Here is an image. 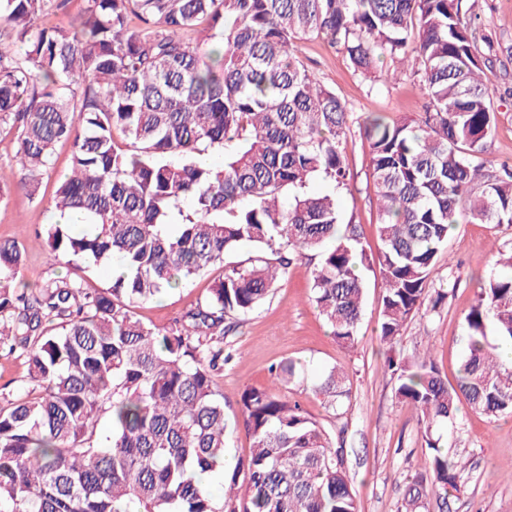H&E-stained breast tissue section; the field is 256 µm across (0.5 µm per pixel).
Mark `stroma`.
<instances>
[{"mask_svg":"<svg viewBox=\"0 0 512 512\" xmlns=\"http://www.w3.org/2000/svg\"><path fill=\"white\" fill-rule=\"evenodd\" d=\"M479 34L494 47L492 68L486 72L496 113L494 132L487 143V169L512 165V0H468ZM309 72L333 90L345 104L353 122L381 113L394 119L414 118L425 100L411 69L397 72L387 82H372L353 73L339 47L326 39L307 36L296 42ZM354 174L348 188L335 189L317 179L309 191L335 193L343 219L361 226V245L376 255L378 218L369 169V149L358 131H350L346 145ZM69 146L57 147L54 168L42 179L38 198L23 192L0 201V239L23 244L25 262L21 279L31 285L65 276H85L88 287H103L106 277L81 274L79 269L51 260L41 231L55 219L52 200L58 175L68 170ZM512 250V224H460L450 233L446 259L438 276L455 287L437 310L420 309L406 323L396 345L380 341L381 280L378 268L364 270V312L355 349L339 346L311 300L315 262L297 258L268 299L253 312L238 317L224 338L231 360L216 379L224 396L226 452L235 461L247 459L251 440L243 427L241 395L249 388L270 387L273 364L293 359L298 363L289 396L329 433L343 439L360 512H402L404 493L412 479L424 471L417 415L396 394L397 379L388 366L390 357L409 355L428 344L448 381H456L463 353L464 315L472 304L478 280L487 274L492 246ZM217 265L190 282L139 304L136 313L156 328L168 327L183 312L206 296L211 284L223 277ZM343 370L351 391L350 403L334 416L312 387L331 367ZM443 441L456 460L463 462L468 482L461 493L450 495L452 512H512V414L495 419L460 409L456 419L441 429Z\"/></svg>","mask_w":512,"mask_h":512,"instance_id":"35a3bbf8","label":"stroma"}]
</instances>
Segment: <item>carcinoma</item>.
I'll use <instances>...</instances> for the list:
<instances>
[{
	"label": "carcinoma",
	"mask_w": 512,
	"mask_h": 512,
	"mask_svg": "<svg viewBox=\"0 0 512 512\" xmlns=\"http://www.w3.org/2000/svg\"><path fill=\"white\" fill-rule=\"evenodd\" d=\"M68 3L0 0V130L17 144L0 197L35 196L69 144L54 209L85 227L47 225L51 259L93 269L117 258L125 270L103 288L68 276L20 288L24 251L0 240V352L28 375L0 402V512H359L345 448L280 393L291 359L271 368L272 387L241 396L249 458L222 495L205 485L225 455L215 377L228 320L270 296L291 255L320 257L313 302L345 348L363 314L359 267L377 263L379 337L392 345L425 304L452 229L512 224V169L492 174L482 159L494 110L465 0H85L68 25L44 22ZM187 30L205 42H185ZM303 35L341 47L364 77H391L386 58L411 65L427 101L417 119L360 124L379 205L374 258L358 225L339 233L336 198L307 191L318 176L348 185L350 113L300 59ZM230 144L223 166L199 162ZM245 243L275 258L226 266L170 328L137 317ZM497 264L464 317L456 384L428 350L397 364L396 394L428 448L429 478L410 482L405 512L432 501L448 512L464 488L439 433L460 407L512 413V366L486 340L490 324L512 340V254ZM315 391L334 409L349 399L335 367Z\"/></svg>",
	"instance_id": "obj_1"
}]
</instances>
